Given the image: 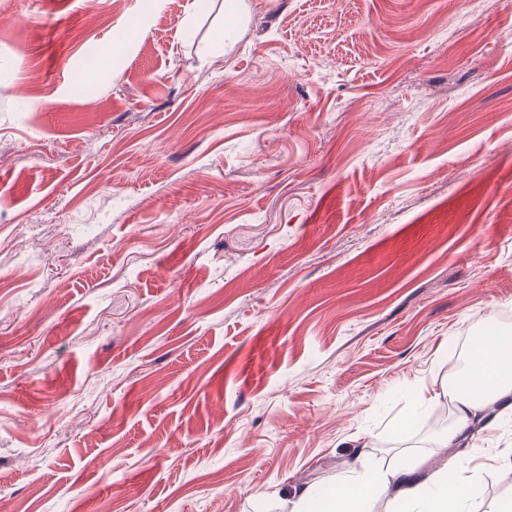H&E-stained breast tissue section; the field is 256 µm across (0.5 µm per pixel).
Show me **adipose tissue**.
I'll list each match as a JSON object with an SVG mask.
<instances>
[{
	"mask_svg": "<svg viewBox=\"0 0 512 512\" xmlns=\"http://www.w3.org/2000/svg\"><path fill=\"white\" fill-rule=\"evenodd\" d=\"M464 377L466 387L448 388L456 422L438 436V447H457L492 407L502 404L512 410V334H491L473 346ZM479 494L475 482L444 465L429 468L427 459L403 457L384 466L360 454L350 478L337 479L319 494L311 487L296 486L279 508L281 512H374V503L382 501L384 512H468Z\"/></svg>",
	"mask_w": 512,
	"mask_h": 512,
	"instance_id": "1",
	"label": "adipose tissue"
}]
</instances>
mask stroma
<instances>
[{"label":"stroma","mask_w":512,"mask_h":512,"mask_svg":"<svg viewBox=\"0 0 512 512\" xmlns=\"http://www.w3.org/2000/svg\"><path fill=\"white\" fill-rule=\"evenodd\" d=\"M0 63L18 512H278L360 452L512 499V421L434 422L512 332V0H0ZM426 400L427 398L423 390L415 394L414 400L407 405L405 413L392 423L396 433L404 434L413 427L420 408Z\"/></svg>","instance_id":"35a3bbf8"}]
</instances>
